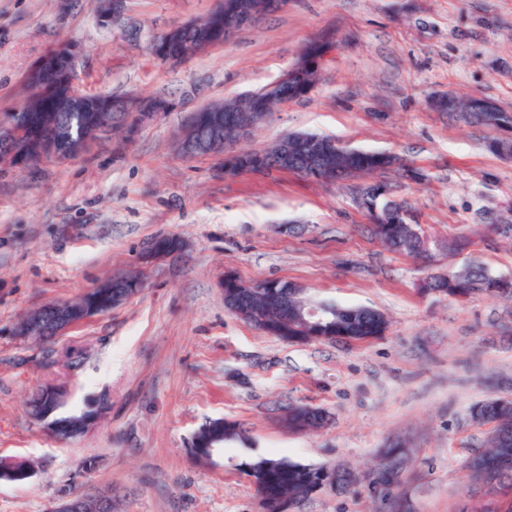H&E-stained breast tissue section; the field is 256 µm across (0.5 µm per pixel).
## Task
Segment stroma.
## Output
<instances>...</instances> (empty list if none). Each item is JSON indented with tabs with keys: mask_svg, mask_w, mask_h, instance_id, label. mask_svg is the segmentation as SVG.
Segmentation results:
<instances>
[{
	"mask_svg": "<svg viewBox=\"0 0 512 512\" xmlns=\"http://www.w3.org/2000/svg\"><path fill=\"white\" fill-rule=\"evenodd\" d=\"M218 3L125 0L106 26L102 0H0V120L65 41L80 48L84 92L169 104L75 157L0 173V459L26 457L34 470L0 484V512H48L88 488L111 489L119 512H260L240 465L273 453L361 475L295 512H392L397 501L406 512H493L512 497L469 481L465 464L487 436L469 411L512 396V303L459 301L420 282L471 263L512 276V158L487 147L504 132L430 106L453 91L512 112V0H284L186 64L150 54L148 34ZM326 31L335 45L316 87L245 146L313 132L398 155L404 169L380 179L410 202L428 257L388 251L349 186L288 171L228 178L217 157L176 148L191 113L278 80ZM161 235L181 238V254L148 259ZM129 270L143 284L123 305L45 344L17 336L24 315ZM228 274L372 306L390 325L366 341L287 342L225 308ZM47 385L67 388L65 412L101 407L104 418L55 441L29 412ZM292 401L325 410L326 423L289 428ZM216 418L246 437L198 461L191 437ZM395 440L407 450L401 481L371 489L366 477Z\"/></svg>",
	"mask_w": 512,
	"mask_h": 512,
	"instance_id": "35a3bbf8",
	"label": "stroma"
}]
</instances>
